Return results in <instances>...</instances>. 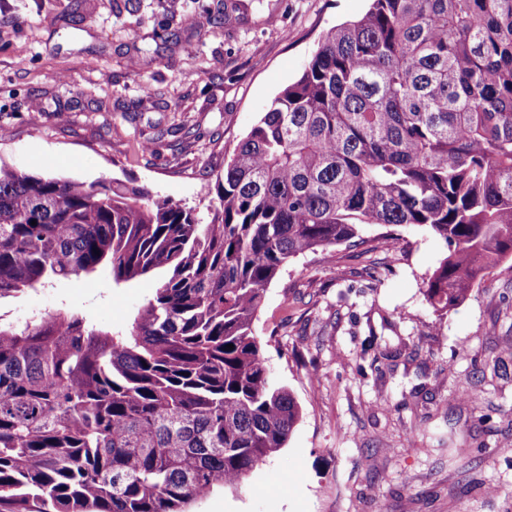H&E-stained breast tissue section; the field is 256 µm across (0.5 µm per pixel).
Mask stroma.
Segmentation results:
<instances>
[{
    "mask_svg": "<svg viewBox=\"0 0 512 512\" xmlns=\"http://www.w3.org/2000/svg\"><path fill=\"white\" fill-rule=\"evenodd\" d=\"M244 1L0 0V163L131 181L209 215L240 140L321 36L368 7ZM363 238L267 287L255 333L301 417L242 487L190 512H512V266L439 315L422 286L444 242L404 225ZM155 287L102 269L0 313L68 310L123 332Z\"/></svg>",
    "mask_w": 512,
    "mask_h": 512,
    "instance_id": "stroma-1",
    "label": "stroma"
}]
</instances>
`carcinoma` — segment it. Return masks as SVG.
Wrapping results in <instances>:
<instances>
[{
	"label": "carcinoma",
	"instance_id": "1",
	"mask_svg": "<svg viewBox=\"0 0 512 512\" xmlns=\"http://www.w3.org/2000/svg\"><path fill=\"white\" fill-rule=\"evenodd\" d=\"M216 196L205 221L119 179L0 164V300L103 266L117 286L165 271L124 333L0 314V512H188L285 447L299 407L253 325L300 255L421 227L447 247L423 292L441 313L512 262V0H370Z\"/></svg>",
	"mask_w": 512,
	"mask_h": 512
}]
</instances>
